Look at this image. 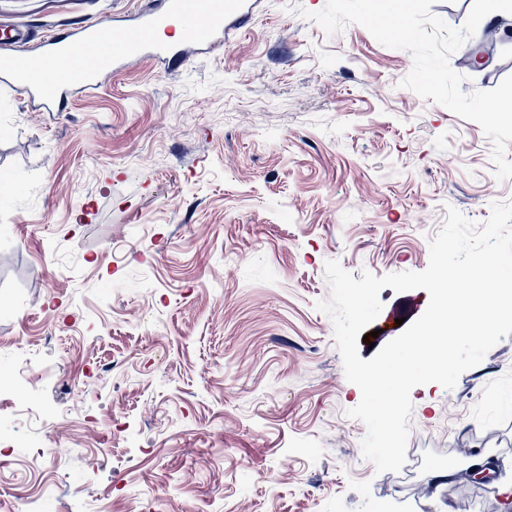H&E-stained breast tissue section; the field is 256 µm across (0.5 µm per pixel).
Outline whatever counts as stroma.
<instances>
[{"instance_id":"1","label":"stroma","mask_w":512,"mask_h":512,"mask_svg":"<svg viewBox=\"0 0 512 512\" xmlns=\"http://www.w3.org/2000/svg\"><path fill=\"white\" fill-rule=\"evenodd\" d=\"M148 0H0L19 51ZM257 0L244 30L180 66L144 58L40 112L0 84V373L32 354V413L0 392V512L44 487L70 512H505L512 335L454 389H413L412 473L362 456L327 261L420 272L448 208L512 198L491 139L402 81L411 54L329 36ZM463 92L512 75V19L450 58ZM473 416L438 431L442 413ZM499 472L468 485L473 449ZM454 478L431 487L434 471Z\"/></svg>"}]
</instances>
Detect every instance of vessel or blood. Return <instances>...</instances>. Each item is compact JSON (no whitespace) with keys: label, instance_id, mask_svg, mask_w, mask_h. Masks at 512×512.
<instances>
[{"label":"vessel or blood","instance_id":"vessel-or-blood-1","mask_svg":"<svg viewBox=\"0 0 512 512\" xmlns=\"http://www.w3.org/2000/svg\"><path fill=\"white\" fill-rule=\"evenodd\" d=\"M253 0H155L134 22L104 29L75 28L51 35L38 53H16L23 33L0 28V83L20 87L44 111H55L75 91L90 92L126 62L144 55L177 61L184 44L211 47L249 23Z\"/></svg>","mask_w":512,"mask_h":512}]
</instances>
